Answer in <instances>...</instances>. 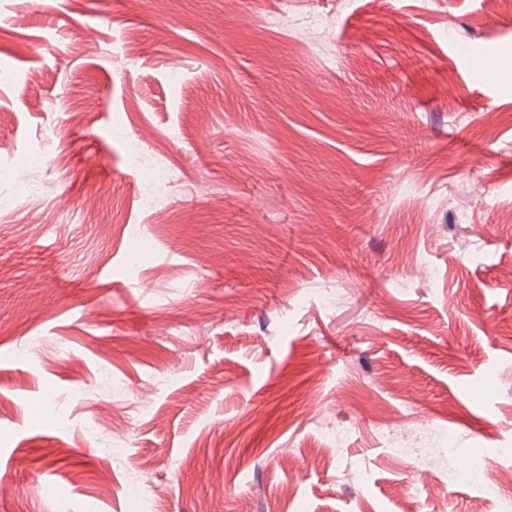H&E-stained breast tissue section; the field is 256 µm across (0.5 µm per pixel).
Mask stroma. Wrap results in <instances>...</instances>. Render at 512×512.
Returning <instances> with one entry per match:
<instances>
[{"label":"stroma","instance_id":"stroma-1","mask_svg":"<svg viewBox=\"0 0 512 512\" xmlns=\"http://www.w3.org/2000/svg\"><path fill=\"white\" fill-rule=\"evenodd\" d=\"M280 7L0 0V512L512 502V12ZM133 137L177 172L149 211ZM443 464L441 466L440 489L448 491L462 483L474 485L477 482V474L474 472H463L458 468L448 452V448H442Z\"/></svg>","mask_w":512,"mask_h":512}]
</instances>
